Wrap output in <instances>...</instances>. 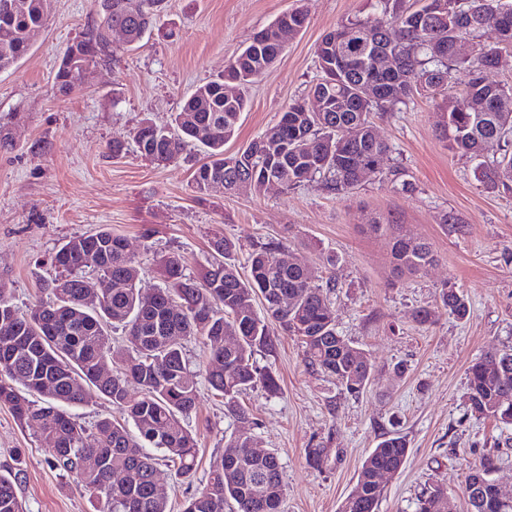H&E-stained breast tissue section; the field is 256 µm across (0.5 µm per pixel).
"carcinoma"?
<instances>
[{"label":"carcinoma","instance_id":"carcinoma-1","mask_svg":"<svg viewBox=\"0 0 512 512\" xmlns=\"http://www.w3.org/2000/svg\"><path fill=\"white\" fill-rule=\"evenodd\" d=\"M18 6L0 9V69L22 58L31 33L41 27L51 0H15ZM112 10L67 46L55 73V89L63 96L82 87L88 78L85 64L96 67L112 61V26L129 29L134 46L157 22L163 0H111ZM424 0L413 9L404 0H370L375 21L356 16L337 25L349 31L347 41L330 44L325 34L317 45V60L355 55L361 61L340 73L322 112H296L288 105L279 122L254 138L245 149L224 153L247 100L242 93L224 97V76L200 85L184 100L173 127L143 121L132 134L139 153L157 164L177 160L189 144L198 142L209 161L193 173L198 192L219 180L234 191L238 181H250L259 193L274 180L288 188L321 177L323 190L339 194L379 173L378 154L388 152L373 126L372 116L395 112L414 95L446 93V110L437 130L448 151L478 160L477 180L488 189L512 191V152L490 164L479 160L483 146L495 139L512 145V111L501 108L512 99V84L487 80L493 54L512 48V0ZM494 37L461 51L465 38ZM390 45L395 70L375 78L362 58L375 44ZM274 40L248 45L227 63L224 72L239 77L238 86L260 80L276 63ZM211 129L206 139L198 130ZM375 232L391 231V258L396 277L413 275L435 260L431 245L394 234V224H373ZM285 250L279 241L255 245L248 257V274L241 276L234 262L235 243L216 236L210 243L207 265L196 275L183 270L180 253L155 256L163 286L146 292L139 287L141 262L127 250L124 238L101 228L74 237L54 256L61 273L40 284V296L26 310L12 302L0 282V406L7 407L22 426L38 430L48 443L52 467L72 475L77 483L103 500L100 512H169L167 500L154 494L160 450L178 465L176 475L191 478L198 456L197 434L182 421L196 410V376L185 358L184 342L194 339L211 346L205 379L224 399L227 413L248 421L239 403L244 392L261 387L269 397L280 391L270 368L259 366L257 351H270L273 337L286 333L305 344L306 363L336 380L352 394L367 384L372 365L366 354L336 330L328 292L335 284L312 281L305 263H278ZM100 271L112 280L102 288L107 303L91 309L83 294L101 285ZM288 297L287 303L280 296ZM441 304L464 319L466 298L443 285ZM264 314L258 315L256 302ZM121 326L125 347L112 346L111 329ZM112 355V372L100 369ZM140 395H130V384ZM94 391L118 408L123 421L110 417L93 429L77 421L69 408ZM38 395L40 403L29 399ZM467 401L472 416L512 424V350L494 351L467 368ZM257 437L240 430L230 436L201 492L190 497L183 512H224L232 501L236 512H279L283 497L280 462L276 455H254ZM405 437L384 438L364 459L354 490L338 512H378L382 488L373 480L381 469L398 471L408 456ZM497 465L482 455L471 468L463 491L467 512H512L491 474ZM125 475L114 480L117 475ZM0 512H26L18 495L17 477L0 471ZM415 512H448V491L434 483L419 495Z\"/></svg>","mask_w":512,"mask_h":512}]
</instances>
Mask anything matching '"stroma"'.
I'll use <instances>...</instances> for the list:
<instances>
[{"instance_id":"35a3bbf8","label":"stroma","mask_w":512,"mask_h":512,"mask_svg":"<svg viewBox=\"0 0 512 512\" xmlns=\"http://www.w3.org/2000/svg\"><path fill=\"white\" fill-rule=\"evenodd\" d=\"M307 22L275 66L247 93L239 127L224 145L233 153L273 126L288 104L307 98L318 77L315 49L325 33L355 14L374 17L367 0H165L155 27L138 47L113 36L116 53L80 90L59 96L54 74L66 46L99 16L96 0H52L44 27L27 54L0 69V281L26 307L38 281L58 275L53 257L63 243L107 227L141 258V285L161 286L154 254L178 251L187 273L205 266L210 240L237 245L245 268L254 245L282 241L302 259L314 282L334 280L329 298L336 329L372 364L370 381L352 395L334 377L305 362L297 337L280 335L273 354L256 353L281 386L241 397L249 425L281 464L280 512H338L357 483L365 457L390 434L404 435V467L383 482L379 512H414L428 483L448 489L455 512H466L461 490L476 459L497 455L495 479L512 489V425L475 419L467 402V368L486 352L512 349V194L487 189L475 160L450 153L436 131L441 97L414 96L399 110L375 116L388 144L379 175L342 194L319 181L300 186L196 192L191 176L205 160L193 145L177 161L158 165L135 146L113 156V139L128 140L146 119L169 124L197 85L223 71L253 35L296 3ZM404 172L409 192L391 182ZM452 214L465 234L441 223ZM397 225L401 235L430 243L436 259L412 276L395 278L391 237L371 223ZM334 264H327V257ZM462 292L470 314L460 320L442 307L444 283ZM432 318L418 322V309ZM185 350L199 382L198 407L185 425L199 439L191 480H175L171 462L158 484L171 512L207 484L212 460L224 452L239 422L203 376L209 349ZM322 449L319 463L309 449ZM46 443L0 407V467L16 472L27 512H95L97 503L73 478L51 468Z\"/></svg>"}]
</instances>
